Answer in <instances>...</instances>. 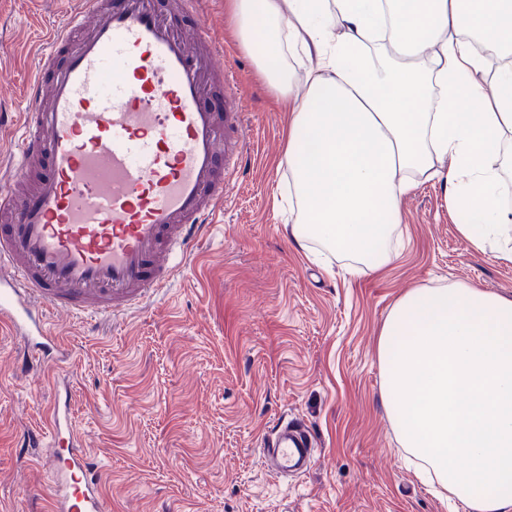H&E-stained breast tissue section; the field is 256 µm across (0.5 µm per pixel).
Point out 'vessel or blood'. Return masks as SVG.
Listing matches in <instances>:
<instances>
[{
  "mask_svg": "<svg viewBox=\"0 0 512 512\" xmlns=\"http://www.w3.org/2000/svg\"><path fill=\"white\" fill-rule=\"evenodd\" d=\"M56 30L29 84L14 136L12 182L0 180V323L43 360L64 358L47 311H124L166 288L163 256L205 237L242 154L223 52L206 28L188 44L153 0H84ZM284 476L317 455L309 427L277 420L260 441ZM54 512H103L101 471L70 446L53 473Z\"/></svg>",
  "mask_w": 512,
  "mask_h": 512,
  "instance_id": "vessel-or-blood-1",
  "label": "vessel or blood"
}]
</instances>
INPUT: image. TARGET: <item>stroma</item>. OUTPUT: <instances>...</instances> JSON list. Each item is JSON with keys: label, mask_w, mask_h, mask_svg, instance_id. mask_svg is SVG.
<instances>
[{"label": "stroma", "mask_w": 512, "mask_h": 512, "mask_svg": "<svg viewBox=\"0 0 512 512\" xmlns=\"http://www.w3.org/2000/svg\"><path fill=\"white\" fill-rule=\"evenodd\" d=\"M79 0H0V130L30 101L43 35ZM197 12L244 100V149L207 238L166 290L118 318L50 313L69 360L26 374L22 337L0 325V512H52V445L27 447L67 398L81 446L102 470L105 512H469L406 459L382 401L377 344L409 289L472 285L512 298V263L459 233L442 182L419 179L382 269L312 243L288 220V115L231 31L226 0ZM303 417L321 456L277 475L258 443Z\"/></svg>", "instance_id": "obj_1"}]
</instances>
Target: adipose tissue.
<instances>
[{
    "instance_id": "1",
    "label": "adipose tissue",
    "mask_w": 512,
    "mask_h": 512,
    "mask_svg": "<svg viewBox=\"0 0 512 512\" xmlns=\"http://www.w3.org/2000/svg\"><path fill=\"white\" fill-rule=\"evenodd\" d=\"M232 29L289 114L299 241L356 257L361 273L390 259L400 200L415 176L443 181L467 209L461 235L512 262L503 151L512 140V61L495 74L476 42L512 49V0H227ZM389 45L387 63L375 50ZM309 60L308 87L286 52Z\"/></svg>"
}]
</instances>
